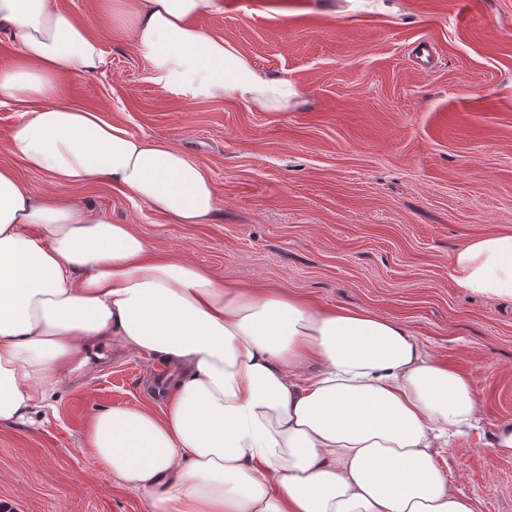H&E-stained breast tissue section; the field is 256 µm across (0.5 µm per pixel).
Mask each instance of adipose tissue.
<instances>
[{"instance_id":"ef3b65f1","label":"adipose tissue","mask_w":512,"mask_h":512,"mask_svg":"<svg viewBox=\"0 0 512 512\" xmlns=\"http://www.w3.org/2000/svg\"><path fill=\"white\" fill-rule=\"evenodd\" d=\"M223 8L123 0L121 13L160 90L287 108L288 79L197 26ZM0 31L17 50L0 69V104L25 114L11 156L53 184H109L177 224L216 218L210 173L180 145L62 100L60 76L94 77L105 58L57 0H0ZM451 276L512 298V232L458 248ZM106 346L176 373L164 413L112 408L87 431L145 512H475L439 462L479 420L472 382L403 323L218 280L0 162V425L37 411Z\"/></svg>"}]
</instances>
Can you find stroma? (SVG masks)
<instances>
[{"instance_id":"35a3bbf8","label":"stroma","mask_w":512,"mask_h":512,"mask_svg":"<svg viewBox=\"0 0 512 512\" xmlns=\"http://www.w3.org/2000/svg\"><path fill=\"white\" fill-rule=\"evenodd\" d=\"M58 3L105 56L95 78H60L65 101L178 142L209 169L222 209L209 224H176L105 183L56 193L218 278L401 321L477 393L478 427L440 459L449 487L476 512H512V455L489 446L512 420V302L458 288L450 269L457 247L512 230V0H224L204 12V32L294 85L280 111L160 90L99 0ZM21 119L0 107V161L42 190L46 178L7 152ZM160 370L113 354L1 425L0 501L10 512H144L86 434L106 409L163 410Z\"/></svg>"}]
</instances>
